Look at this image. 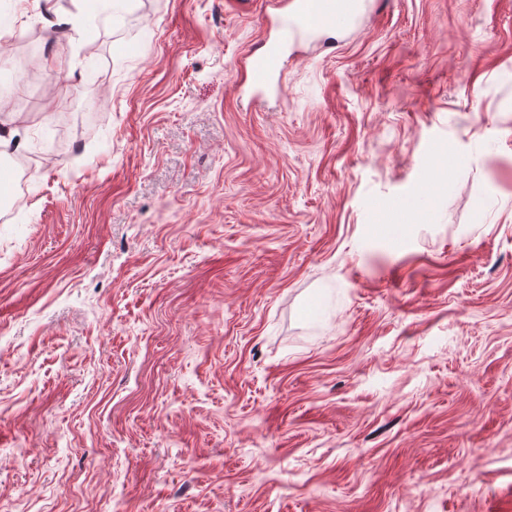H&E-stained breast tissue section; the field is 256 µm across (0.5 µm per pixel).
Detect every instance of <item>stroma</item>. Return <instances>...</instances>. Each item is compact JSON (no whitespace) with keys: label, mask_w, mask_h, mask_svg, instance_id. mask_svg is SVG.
<instances>
[{"label":"stroma","mask_w":512,"mask_h":512,"mask_svg":"<svg viewBox=\"0 0 512 512\" xmlns=\"http://www.w3.org/2000/svg\"><path fill=\"white\" fill-rule=\"evenodd\" d=\"M286 2L0 0V512H512V0ZM290 3L291 24L309 31L341 25L358 8L356 0H292ZM288 47V39L279 35L268 43L265 51L248 61L249 80L255 86H262L275 74L280 73L282 56Z\"/></svg>","instance_id":"1"}]
</instances>
